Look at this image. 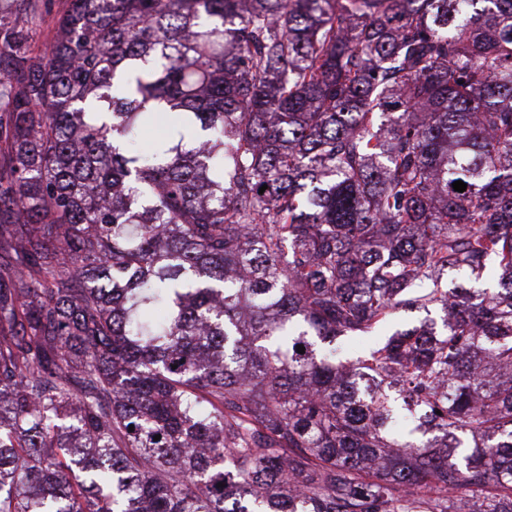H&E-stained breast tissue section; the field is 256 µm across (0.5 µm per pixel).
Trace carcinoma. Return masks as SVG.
<instances>
[{"mask_svg": "<svg viewBox=\"0 0 512 512\" xmlns=\"http://www.w3.org/2000/svg\"><path fill=\"white\" fill-rule=\"evenodd\" d=\"M35 2L0 512H512V0H61L42 54ZM397 310L440 321L338 357Z\"/></svg>", "mask_w": 512, "mask_h": 512, "instance_id": "cac0c4a2", "label": "carcinoma"}]
</instances>
